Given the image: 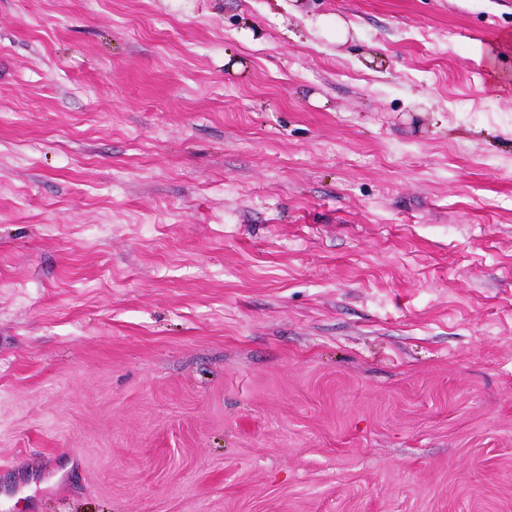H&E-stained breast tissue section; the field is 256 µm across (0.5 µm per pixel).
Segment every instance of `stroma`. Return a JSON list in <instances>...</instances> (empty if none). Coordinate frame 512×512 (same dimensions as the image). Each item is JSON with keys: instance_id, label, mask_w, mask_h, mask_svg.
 Segmentation results:
<instances>
[{"instance_id": "1", "label": "stroma", "mask_w": 512, "mask_h": 512, "mask_svg": "<svg viewBox=\"0 0 512 512\" xmlns=\"http://www.w3.org/2000/svg\"><path fill=\"white\" fill-rule=\"evenodd\" d=\"M0 512H512V0H0Z\"/></svg>"}]
</instances>
